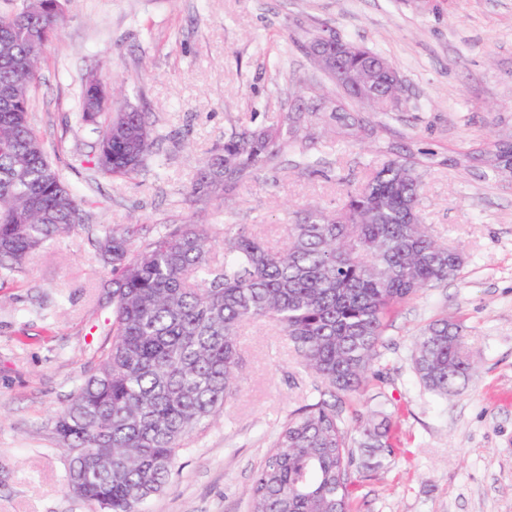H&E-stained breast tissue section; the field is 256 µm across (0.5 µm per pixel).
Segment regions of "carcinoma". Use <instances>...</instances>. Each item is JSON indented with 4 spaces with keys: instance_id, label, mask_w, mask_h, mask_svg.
Here are the masks:
<instances>
[{
    "instance_id": "carcinoma-1",
    "label": "carcinoma",
    "mask_w": 512,
    "mask_h": 512,
    "mask_svg": "<svg viewBox=\"0 0 512 512\" xmlns=\"http://www.w3.org/2000/svg\"><path fill=\"white\" fill-rule=\"evenodd\" d=\"M0 8V274L21 271L55 236L82 224L84 200L65 183L31 126L32 91L63 23L62 0H5ZM323 43L341 69L324 71L331 98L298 79V99L274 127L233 131L201 165L189 201L205 208L232 200L258 172L293 152L312 166L313 118L329 113V131L356 136L367 119L406 109V87L385 73L381 54L341 38L326 24L296 44ZM378 78L372 96L348 82ZM100 77L81 83L80 118L98 136L95 164L113 178L138 175L153 154L151 113L112 99ZM484 158L494 173L512 168V137L463 152L465 167ZM419 162L398 156L348 190L336 210L314 203L294 212L286 245L271 247L243 224H167L133 243L117 225L97 240L112 278L99 302L112 306L109 339L97 368L54 421L67 454L65 486L90 512H144L165 490L179 459L240 391L238 330L265 321L288 341L300 367L319 380L320 397L292 412L255 471L250 512H349L357 475L384 468L394 454L385 409L358 425L360 454L347 442L339 396L362 395L391 309L423 289L455 278L462 252L440 244L423 224ZM223 260L214 255L217 239ZM414 369L432 393H459L474 374L462 323L441 318L415 341Z\"/></svg>"
}]
</instances>
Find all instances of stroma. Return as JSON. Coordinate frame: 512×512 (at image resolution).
Masks as SVG:
<instances>
[{
    "mask_svg": "<svg viewBox=\"0 0 512 512\" xmlns=\"http://www.w3.org/2000/svg\"><path fill=\"white\" fill-rule=\"evenodd\" d=\"M324 22L386 56L411 109L359 141L320 139L316 171L285 154L238 191L231 214L197 211L186 193L200 162L232 131L277 124L294 77L336 95L294 44ZM90 74L117 81L124 99L152 114L157 145L134 178L94 165L97 136L78 104ZM31 122L88 205L83 227L0 276V512H89L64 487L53 427L96 367L112 321L96 303L110 276L95 248L105 229L228 221L279 246L291 212L313 200L337 208L392 146L421 160L424 222L466 264L393 310L364 396L344 404L352 421L385 403L398 439L390 464L354 486L350 512H512V177L456 163L512 134V0H66ZM444 316L462 319L475 373L439 399L419 383L413 354L422 329ZM238 343L241 395L145 512H249L252 475L277 430L315 396V377L270 324L243 325Z\"/></svg>",
    "mask_w": 512,
    "mask_h": 512,
    "instance_id": "1",
    "label": "stroma"
}]
</instances>
